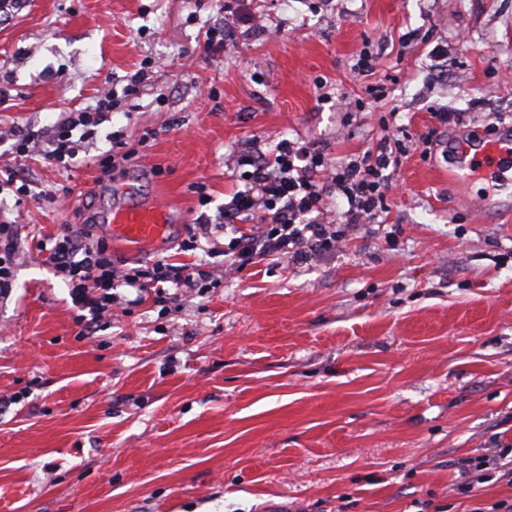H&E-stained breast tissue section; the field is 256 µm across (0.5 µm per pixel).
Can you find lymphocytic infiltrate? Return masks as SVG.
<instances>
[{"label": "lymphocytic infiltrate", "instance_id": "f902f5d3", "mask_svg": "<svg viewBox=\"0 0 512 512\" xmlns=\"http://www.w3.org/2000/svg\"><path fill=\"white\" fill-rule=\"evenodd\" d=\"M109 99L95 109L71 113L62 127L48 137L45 153L49 163L60 165L78 148L74 134L92 138L96 126L107 121ZM247 190L233 194L225 203L220 222L233 236L224 246L226 269H240L276 257L306 260L313 254L336 250L346 234L362 224L374 223L383 208L386 187L383 172L392 162L388 139H381L378 154L364 153L349 162L328 165L310 145L284 142L273 154L243 155ZM343 197L347 208L338 212L330 201ZM47 262L68 278L69 296L79 315L81 335L92 334L97 319L108 311L114 291L127 287L142 292L175 288L196 292L211 276L200 266L176 264L158 258L136 267H122L102 241L65 230L46 251Z\"/></svg>", "mask_w": 512, "mask_h": 512}]
</instances>
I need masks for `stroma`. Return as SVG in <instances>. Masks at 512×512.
Listing matches in <instances>:
<instances>
[{
    "instance_id": "35a3bbf8",
    "label": "stroma",
    "mask_w": 512,
    "mask_h": 512,
    "mask_svg": "<svg viewBox=\"0 0 512 512\" xmlns=\"http://www.w3.org/2000/svg\"><path fill=\"white\" fill-rule=\"evenodd\" d=\"M236 16L205 56L222 5ZM378 56L372 71L359 56ZM143 71L69 167L45 134ZM0 193L19 226L0 296V512H474L512 499L462 464L512 446V187L451 196L453 131L512 123V0H0ZM453 113L439 126L434 111ZM38 133L25 156L12 133ZM401 139L388 208L336 252L238 271L185 250L282 141L329 164ZM135 159L102 176L113 137ZM68 199L53 198L62 186ZM496 199V207L480 202ZM168 206L164 244L125 267L210 261L172 299L124 290L84 336L40 244L108 240L110 204Z\"/></svg>"
}]
</instances>
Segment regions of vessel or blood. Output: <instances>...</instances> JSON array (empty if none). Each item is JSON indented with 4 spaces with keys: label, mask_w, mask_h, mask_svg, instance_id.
I'll list each match as a JSON object with an SVG mask.
<instances>
[{
    "label": "vessel or blood",
    "mask_w": 512,
    "mask_h": 512,
    "mask_svg": "<svg viewBox=\"0 0 512 512\" xmlns=\"http://www.w3.org/2000/svg\"><path fill=\"white\" fill-rule=\"evenodd\" d=\"M450 149L458 160L459 170L449 173L448 186L462 192L470 174L498 175L504 161L512 158V126L503 127L496 139L482 144L468 136H458ZM107 223L112 235L132 248L161 243L169 230L168 211L156 203L110 208Z\"/></svg>",
    "instance_id": "b4317fda"
}]
</instances>
